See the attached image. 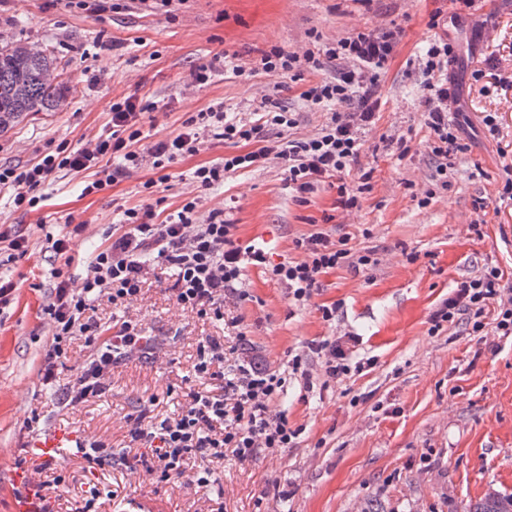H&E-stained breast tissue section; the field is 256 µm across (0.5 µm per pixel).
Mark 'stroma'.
Segmentation results:
<instances>
[{
  "mask_svg": "<svg viewBox=\"0 0 512 512\" xmlns=\"http://www.w3.org/2000/svg\"><path fill=\"white\" fill-rule=\"evenodd\" d=\"M455 11L453 0H186L171 23L160 8L102 21L68 0H0V42H39L72 90L65 110L28 115L0 133V165H25L58 144L74 147L109 135L112 102L128 95L156 102L142 120L151 141L177 133L187 113L217 101L253 120L267 95L299 113L297 136L314 134L324 114L308 110L300 94L315 77H334L344 61H325L319 75H305L282 91L262 72L245 78L228 71L187 95L183 81L217 53L241 65L274 44L304 51L314 31L326 42L365 28L401 31L382 77L372 147L358 162L373 172L358 210L337 208L336 191L326 185L310 203H298L276 164L236 172L206 192L204 208L223 207L241 245L264 249L271 263L299 260L296 240L315 231L349 235L354 249L378 260L322 275L320 288L300 307L290 305L287 288L266 268L248 267L246 298L224 306L225 317H241L245 341L236 338L240 330L180 310L170 292L171 271H159L129 308L103 300L93 318L105 327L124 315L137 318L161 343L164 359L125 360L113 367L105 394L63 405L90 349L76 337L56 388L43 389L38 370L48 340L40 314L54 262L45 235L69 217L83 224L70 243L69 271L84 277L123 211L143 203L142 184L152 172L141 170L87 196L82 176L61 175L44 187V202L31 212L14 209L0 194V231L17 230L29 240L25 256L0 267L17 285L0 313V512H13L11 475L37 466L34 443L48 431L69 428L110 445L118 458L138 408L159 419L177 411L184 402L179 385L192 375L197 348L209 337L223 341L228 359L284 371L307 343L349 333L358 338L353 358L364 369L328 383L320 359L311 358L310 380L291 376L277 403L301 431L296 444L260 452L249 464L229 455L200 459L216 480L209 487L185 477L160 482L123 465L90 471L80 457L62 451L55 465L72 499L92 484L97 512H214L219 504L224 512H467L488 492L512 494V335L480 338L461 324L428 333L430 314L455 282L480 275L489 262L512 273V204L496 214L474 208L475 199L495 198L501 189L499 150L512 146V0H483L465 25L451 29L458 62L450 80L469 148L452 157L448 189L432 179L436 163L427 149L422 92L409 70L440 35L429 25L431 15ZM491 57L500 61L505 87L484 94L471 72ZM484 112L498 113V137L481 125ZM394 133L408 137L406 156L379 147L381 135ZM237 151L209 137L197 154L172 164L169 179L156 187L165 211L181 206L197 165ZM323 305L335 307L334 320L322 319ZM154 394L160 400L152 405ZM35 412L36 423L30 420Z\"/></svg>",
  "mask_w": 512,
  "mask_h": 512,
  "instance_id": "1",
  "label": "stroma"
}]
</instances>
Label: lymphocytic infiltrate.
<instances>
[{
	"instance_id": "obj_1",
	"label": "lymphocytic infiltrate",
	"mask_w": 512,
	"mask_h": 512,
	"mask_svg": "<svg viewBox=\"0 0 512 512\" xmlns=\"http://www.w3.org/2000/svg\"><path fill=\"white\" fill-rule=\"evenodd\" d=\"M397 40V32L364 29L326 45L320 53H298L274 45L249 66L231 67L238 77L261 71L295 82L304 74L321 70L323 59L349 61L350 69L334 79L315 82L302 92L309 108L327 113L321 127L310 136H290V129L297 126L295 113L267 96L257 109V121L228 117L223 103L216 102L189 114L175 135L148 143L140 119L153 111L154 105L130 95L112 103L111 135L77 147L58 146L56 151L24 166L0 165V191L10 193L15 209L31 211L44 199L43 186L63 171L77 174L95 170V179L83 188L84 194L90 195L132 171L165 170L175 160L196 154L208 137L247 146L244 152L226 155L222 162L196 167L191 173L196 193L184 199L174 214L160 217L157 203L151 200L126 209L110 242L95 252L82 282H75L63 268H52L50 298L41 309L51 335L39 370L41 385L56 383L58 368L78 336L84 337L93 351L70 387L69 402L73 405L105 393L112 368L121 360L149 353L151 339L143 333L138 319L125 318L114 334L106 337L88 312L103 297L114 306H130L158 266L174 269L171 291L181 309L220 320L225 299L241 294L247 266H268L271 278L287 288L289 299L303 304L310 301L321 276L328 271L374 265L372 252L356 251L348 238L334 240L321 231L296 240L301 260L268 265L261 249L237 243L236 227L225 220L223 209H212L203 217L199 206L202 192L223 185L229 174L261 170L277 161L299 203H308L318 186L332 179L339 207H360L364 194L372 188V174L362 172L353 186L346 183L345 176L365 151L367 136L376 125L382 105L380 77ZM456 61L453 45L441 38L420 57L417 67L425 121L432 133L429 149L439 160L434 178L444 189L449 186L450 154L467 148L463 126L449 117L452 99L448 70ZM107 157L120 158V165L110 170L102 168ZM462 320L476 336L482 335L490 323L496 332L512 335V284L505 282L499 267L486 265L479 276L457 282L431 314L429 331L436 334ZM313 355L321 358L329 379L338 380L352 372L343 345L325 339L309 343L305 353L295 355L290 373L309 378V358ZM287 375L246 360L225 365L223 345L213 339L202 342L194 376L221 381L223 392L213 395L192 388L187 392L185 409L177 416L159 421L135 418L130 441L151 451L150 457L143 459V466L163 481L187 477L208 486L212 474L198 468L199 459L220 458L229 450L245 463L255 460L259 450L293 447L300 431L275 408L286 390Z\"/></svg>"
}]
</instances>
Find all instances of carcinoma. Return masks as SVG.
Listing matches in <instances>:
<instances>
[{
  "label": "carcinoma",
  "instance_id": "carcinoma-1",
  "mask_svg": "<svg viewBox=\"0 0 512 512\" xmlns=\"http://www.w3.org/2000/svg\"><path fill=\"white\" fill-rule=\"evenodd\" d=\"M57 65L41 44L10 41L0 45V132L36 112H61L71 93L54 72ZM470 512H512V496L488 495Z\"/></svg>",
  "mask_w": 512,
  "mask_h": 512
}]
</instances>
